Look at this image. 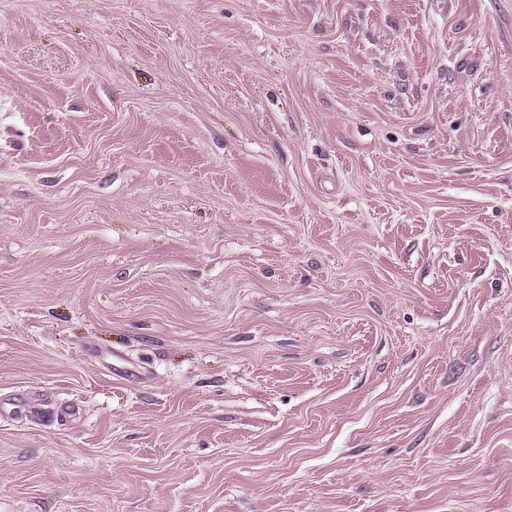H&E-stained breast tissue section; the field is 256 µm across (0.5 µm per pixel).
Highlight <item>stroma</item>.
Segmentation results:
<instances>
[{
    "label": "stroma",
    "mask_w": 512,
    "mask_h": 512,
    "mask_svg": "<svg viewBox=\"0 0 512 512\" xmlns=\"http://www.w3.org/2000/svg\"><path fill=\"white\" fill-rule=\"evenodd\" d=\"M18 403L0 512H512V0H0Z\"/></svg>",
    "instance_id": "obj_1"
}]
</instances>
